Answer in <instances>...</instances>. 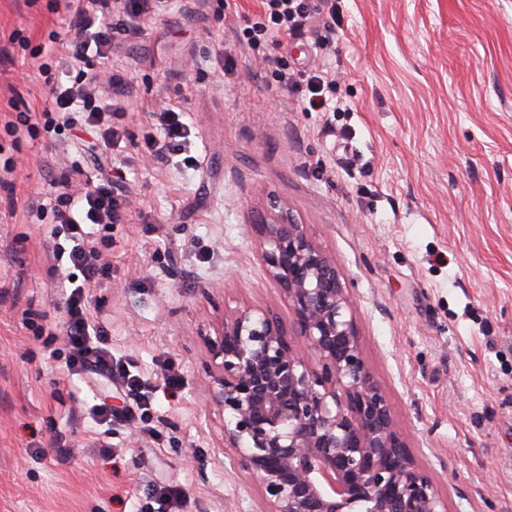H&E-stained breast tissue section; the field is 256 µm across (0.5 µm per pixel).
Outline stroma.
<instances>
[{
  "mask_svg": "<svg viewBox=\"0 0 512 512\" xmlns=\"http://www.w3.org/2000/svg\"><path fill=\"white\" fill-rule=\"evenodd\" d=\"M55 0H0V157L16 214L0 222V512H230L244 479L205 411L202 341L244 304L290 311L245 221L286 199L335 262L362 349L451 512H512V0H336L282 46L239 32L257 0H167L138 36L115 30L106 65L129 82L114 154L128 215L92 226L112 275L91 290L113 358L141 383L70 374L52 264L51 178L96 184V156L67 125L13 147L4 127L41 111L40 66L70 32ZM335 74L340 112L300 111L264 57ZM191 127L157 162L152 111ZM181 375L180 387L163 373ZM112 409L111 425L93 413ZM72 455L55 459V440Z\"/></svg>",
  "mask_w": 512,
  "mask_h": 512,
  "instance_id": "obj_1",
  "label": "stroma"
}]
</instances>
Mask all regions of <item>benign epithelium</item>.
I'll return each mask as SVG.
<instances>
[{
	"mask_svg": "<svg viewBox=\"0 0 512 512\" xmlns=\"http://www.w3.org/2000/svg\"><path fill=\"white\" fill-rule=\"evenodd\" d=\"M248 226L292 318L246 305L216 322L204 403L230 465L258 487L257 512H450L362 353L335 264L286 200Z\"/></svg>",
	"mask_w": 512,
	"mask_h": 512,
	"instance_id": "benign-epithelium-1",
	"label": "benign epithelium"
}]
</instances>
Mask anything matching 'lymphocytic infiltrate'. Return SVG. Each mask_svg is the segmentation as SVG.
Returning <instances> with one entry per match:
<instances>
[{
    "label": "lymphocytic infiltrate",
    "mask_w": 512,
    "mask_h": 512,
    "mask_svg": "<svg viewBox=\"0 0 512 512\" xmlns=\"http://www.w3.org/2000/svg\"><path fill=\"white\" fill-rule=\"evenodd\" d=\"M263 15L260 21L243 29L242 41L257 47L266 42L279 43L300 37L312 18L308 0H259ZM73 38L62 44L57 53L68 64L81 65L79 77L71 85H56L43 106L44 115L74 114L80 130L90 133L104 151H112L122 142L125 130L116 124L123 115L120 100L125 90V77L120 71L109 72L106 81L109 97L96 90V78L89 75L88 65L108 60L112 50V26L106 15L119 11L136 21L142 15L161 9V0H63ZM162 138L149 140L147 148L157 158L182 146L191 134L181 119L180 111L170 106L156 114ZM122 168H115L113 177L95 185L94 189L75 193L69 180H62L63 190L55 199L58 222L53 236L64 237V244L55 245L53 265L47 269L51 283L60 288L66 313L65 332L70 347V369L95 370L108 376L113 372L112 354L107 348L108 331L95 320L89 301V290L108 275L106 263L90 240L85 227L96 224L108 229L123 223L125 214L121 201L113 194V184L122 178Z\"/></svg>",
    "instance_id": "f902f5d3"
}]
</instances>
